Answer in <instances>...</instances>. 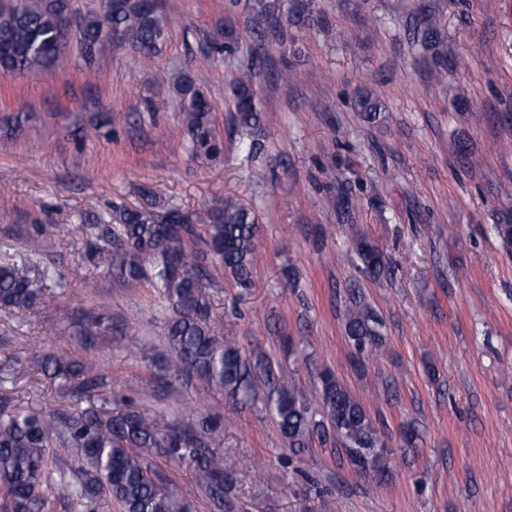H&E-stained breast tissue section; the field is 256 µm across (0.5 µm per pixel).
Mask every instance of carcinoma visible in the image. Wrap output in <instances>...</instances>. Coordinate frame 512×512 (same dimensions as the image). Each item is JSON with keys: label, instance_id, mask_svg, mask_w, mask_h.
I'll use <instances>...</instances> for the list:
<instances>
[{"label": "carcinoma", "instance_id": "1", "mask_svg": "<svg viewBox=\"0 0 512 512\" xmlns=\"http://www.w3.org/2000/svg\"><path fill=\"white\" fill-rule=\"evenodd\" d=\"M232 7L252 13V25L264 32L283 33L288 24L309 19L310 4L299 0H228ZM178 0L168 2L167 14L159 13L154 0H101L98 13L79 15L71 0H0V72H33L53 66L71 42L91 59L107 47H126L145 62L151 61L168 35V16ZM75 19L71 37L58 39L61 27ZM412 40L434 54L442 41L441 26L428 16L412 27ZM239 34L226 25L206 36L208 53L224 56L238 47ZM232 126L245 133L240 147L249 155L265 151L260 103L242 79L230 86ZM173 104L182 113L187 149L192 156L216 162L224 157V137L212 117L214 107L194 76L183 71L173 87ZM356 111L367 122L381 111L372 93L353 99ZM112 276L127 284L149 283L168 303L170 315L165 335L172 358L163 365L167 376L190 375L206 390L224 392L237 407L261 403L291 448H306L309 441L336 439L357 475L387 471L390 450L383 433L372 422L357 398L325 369L320 373L319 405L310 406L297 395L283 367L263 353H248L238 342L223 336V324L214 315L210 285L201 260L213 253L235 284L252 285L258 260L256 210L233 198L211 211L201 235L207 251L196 248L194 230L177 207L162 215H150L124 206L117 224H94ZM66 228L40 222L31 225L26 253L0 250V311L24 315L36 308L46 290L67 288L65 280L34 261L54 246V235ZM357 258L372 278L386 268L384 250L365 237L355 242ZM382 320L373 310L354 303L344 315V331L354 363L378 355L384 341ZM51 379L78 381L83 397L99 398L106 385L100 367L71 361L50 352L36 360ZM134 408L106 413L93 403L75 413L65 410L36 412L0 392V489L7 496L8 512H46L47 492L80 498L85 512H93L100 497L108 495L122 512H188L177 493L158 479L146 458V450L160 448L167 460L190 459L195 481L210 499L225 509L224 489L235 473L216 469L205 446L176 426H160ZM75 450V481L52 480L49 448L54 443Z\"/></svg>", "mask_w": 512, "mask_h": 512}]
</instances>
